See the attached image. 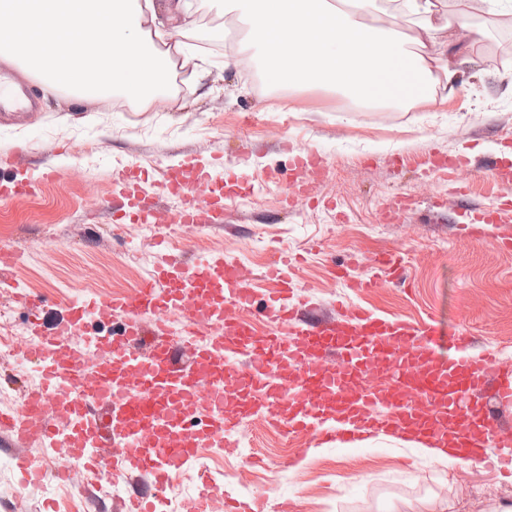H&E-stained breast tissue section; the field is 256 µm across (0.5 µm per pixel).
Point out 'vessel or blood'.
I'll use <instances>...</instances> for the list:
<instances>
[{
    "mask_svg": "<svg viewBox=\"0 0 512 512\" xmlns=\"http://www.w3.org/2000/svg\"><path fill=\"white\" fill-rule=\"evenodd\" d=\"M212 181L205 170L167 173L168 191L181 200L176 223H223V192L203 199L195 193ZM23 263L21 251L0 246V281L14 284L15 302L29 313L33 341L22 354L39 372L17 405L0 411L1 436L41 445V457H18L27 480L43 477L44 458L63 455L78 461L87 478L106 471L151 475L161 493L200 444L238 447L240 426L255 420L325 443L344 435L356 441L365 432L441 437L458 457L473 460L501 435L500 421L482 402L492 393L512 397V371L499 367L495 351L471 353L462 334L453 354H443L428 323L361 307L342 304L337 315L311 320L285 254L265 272L276 286L266 307L273 331L241 317L255 302V280L220 252L189 265L161 247L134 290L64 298L65 315L49 329L39 318L42 297L16 284ZM403 263L389 251L366 276L352 277L345 265L334 271L346 288L364 293L404 283ZM101 311L121 327L106 342L87 329ZM179 352L189 356L187 365L176 363ZM376 372L388 383L367 385Z\"/></svg>",
    "mask_w": 512,
    "mask_h": 512,
    "instance_id": "vessel-or-blood-1",
    "label": "vessel or blood"
}]
</instances>
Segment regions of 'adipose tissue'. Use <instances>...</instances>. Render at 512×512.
<instances>
[{"label":"adipose tissue","mask_w":512,"mask_h":512,"mask_svg":"<svg viewBox=\"0 0 512 512\" xmlns=\"http://www.w3.org/2000/svg\"><path fill=\"white\" fill-rule=\"evenodd\" d=\"M442 2L228 0L271 84H314L383 107L412 102L419 81L433 74L442 91H454L448 38L435 21ZM161 14L177 36L195 24L190 0H0V60L50 91L88 101L117 94L144 107L187 51L178 40L166 49L154 40L150 25ZM392 19L407 21L410 33L390 28ZM72 34L83 51L65 48Z\"/></svg>","instance_id":"1"}]
</instances>
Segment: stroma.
I'll list each match as a JSON object with an SVG mask.
<instances>
[{
	"label": "stroma",
	"instance_id": "35a3bbf8",
	"mask_svg": "<svg viewBox=\"0 0 512 512\" xmlns=\"http://www.w3.org/2000/svg\"><path fill=\"white\" fill-rule=\"evenodd\" d=\"M195 45L223 44L235 13L221 0H196ZM459 0H446L448 58L457 70L456 89L444 100L425 99L394 111L367 109L319 87H271L263 62L245 55L228 66L208 56L209 73L197 81L190 70L173 73L178 85L149 107L122 97L90 106L71 94L28 86L38 105L24 115L0 117V183L54 178L37 194L0 205V242L24 253L20 284L46 297L43 318L53 326L63 316L65 296L91 297L133 289L157 260L155 227L118 225L112 170L139 164L141 185L157 211H172L174 197L161 193L170 166L216 171L224 185L243 186L228 202L223 227L186 229L177 243L186 263L201 253L223 251L225 259L261 271L274 250L304 255L293 274L313 303L312 317L332 313L349 291L332 266L357 254L366 261L399 249L406 285L384 286L354 297L380 315L433 322L439 350L467 333L474 349L497 348L512 368V249L495 235L468 238L470 215L512 201V181L483 177L496 163L512 165V59L494 57L512 35V0H496L472 18L474 33L461 34L453 19ZM93 142V155L76 149ZM300 152L317 154L325 172L311 185L310 199L283 211L286 174ZM462 158L469 169L429 171L428 153ZM254 448L200 449L184 466L173 491L191 496L201 474L222 480L223 499L253 512H504L512 508V465L500 448L480 467L448 468L416 456L396 439L368 436L358 444H330L307 463L283 468L310 438L254 422L242 430ZM21 473L0 468V512H121L104 490L53 484L44 496L20 497Z\"/></svg>",
	"mask_w": 512,
	"mask_h": 512
}]
</instances>
